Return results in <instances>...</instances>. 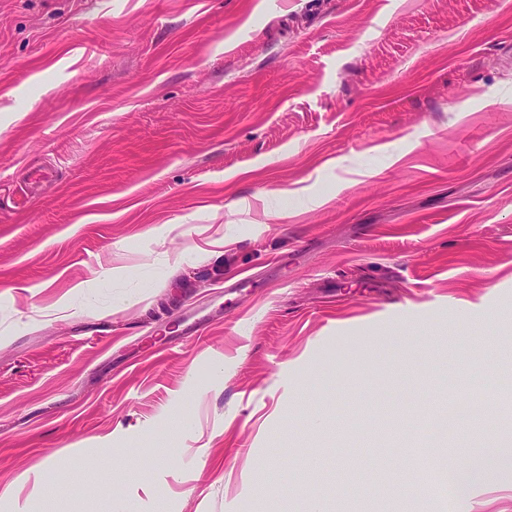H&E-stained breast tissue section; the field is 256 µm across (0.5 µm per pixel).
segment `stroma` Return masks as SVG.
<instances>
[{
  "instance_id": "stroma-1",
  "label": "stroma",
  "mask_w": 512,
  "mask_h": 512,
  "mask_svg": "<svg viewBox=\"0 0 512 512\" xmlns=\"http://www.w3.org/2000/svg\"><path fill=\"white\" fill-rule=\"evenodd\" d=\"M506 393L512 0H0V512H445Z\"/></svg>"
}]
</instances>
